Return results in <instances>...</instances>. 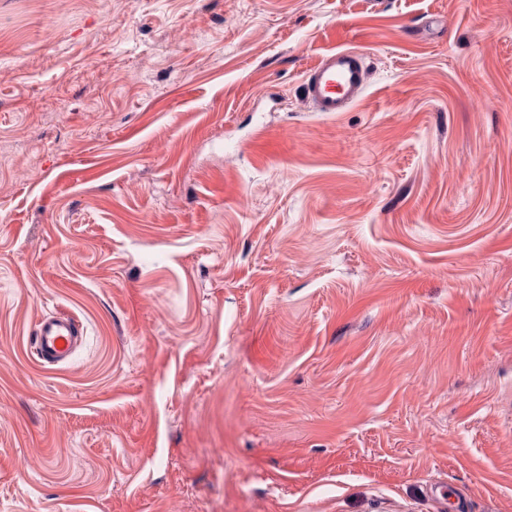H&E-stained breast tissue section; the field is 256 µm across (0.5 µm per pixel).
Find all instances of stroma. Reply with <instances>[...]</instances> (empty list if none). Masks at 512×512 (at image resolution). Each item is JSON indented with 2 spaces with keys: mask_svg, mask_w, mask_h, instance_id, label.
I'll return each mask as SVG.
<instances>
[{
  "mask_svg": "<svg viewBox=\"0 0 512 512\" xmlns=\"http://www.w3.org/2000/svg\"><path fill=\"white\" fill-rule=\"evenodd\" d=\"M0 512H512V0H0ZM365 54L354 48L326 53L305 76V101L315 112H345L362 97L370 71ZM82 327L73 317H46L36 326L34 349L44 364H66L82 336Z\"/></svg>",
  "mask_w": 512,
  "mask_h": 512,
  "instance_id": "1",
  "label": "stroma"
}]
</instances>
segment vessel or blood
I'll use <instances>...</instances> for the list:
<instances>
[{
	"instance_id": "vessel-or-blood-1",
	"label": "vessel or blood",
	"mask_w": 512,
	"mask_h": 512,
	"mask_svg": "<svg viewBox=\"0 0 512 512\" xmlns=\"http://www.w3.org/2000/svg\"><path fill=\"white\" fill-rule=\"evenodd\" d=\"M370 71L363 52L338 48L326 53L306 74L303 95L313 111H347L362 97ZM82 334V327L72 317H46L36 326L34 349L42 363H68Z\"/></svg>"
}]
</instances>
